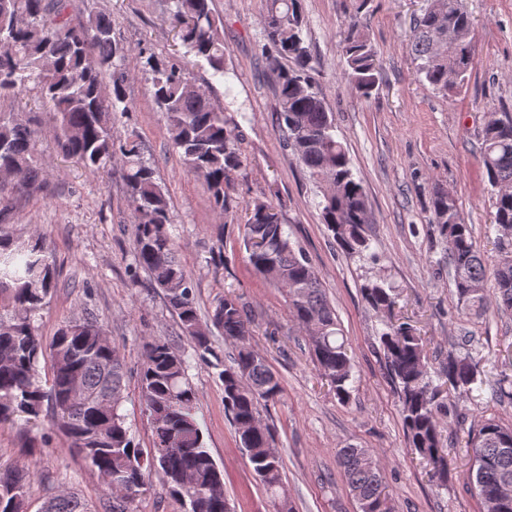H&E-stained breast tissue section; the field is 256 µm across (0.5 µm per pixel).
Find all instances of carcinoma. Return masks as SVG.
I'll list each match as a JSON object with an SVG mask.
<instances>
[{
  "mask_svg": "<svg viewBox=\"0 0 512 512\" xmlns=\"http://www.w3.org/2000/svg\"><path fill=\"white\" fill-rule=\"evenodd\" d=\"M415 20L408 48L416 74L433 91L458 93L473 61L471 15L462 0H426ZM367 0H353L343 32L342 70L351 90L368 98L379 81L377 54L363 29ZM68 0H0V102L28 87L51 106L57 144L93 174L106 171L112 157H123V180L133 209L136 267L146 271L180 322L181 335L198 355L221 358L210 336L216 329L235 344L230 364L219 373L224 410L231 417L239 446L278 512H294L283 492L281 456L271 429L261 423L259 407L275 400L280 383L265 357L252 345L251 315L239 298L224 296L209 319H201L192 277L177 257L169 233V200L140 143L114 132L126 99L127 50L114 37L112 17L91 15L74 22ZM171 23L187 53L205 62L212 76L226 75L223 21L212 0H173ZM302 0H266L263 38L275 79V122L282 145L319 188L322 223L350 257H371L367 225L371 208L362 181L353 173L348 151L336 136L329 111L313 77L304 31ZM153 97L167 117L171 146L186 172L200 180L214 209L229 208V176L242 168L237 127L224 111L197 89L177 63L154 62ZM111 75L110 88L100 75ZM37 129L0 112V194L9 186H33L39 178ZM481 161L495 189L490 229L501 249L512 254V117L485 128ZM242 246L251 272L285 291L292 319L305 331L313 360L337 399L350 397L352 358L335 310L304 250L290 238L280 210L270 201L247 207ZM430 222L448 249L458 302L482 308L489 301L512 311V258L494 273L495 292L488 295L487 272L469 225L454 197L436 187L430 197ZM57 288L48 248L40 237H24L13 225L0 224V426L16 425L33 446L45 437L32 434L43 413L53 428L71 440L73 449L99 474L104 485L102 512H131V488L143 494L154 474L162 475L169 494L190 512H226L224 473L207 448L195 417L196 393L187 365L174 343L144 346L141 400L153 430V446L140 447L120 413L123 358L97 318L88 314L66 322L49 344L35 318ZM368 306L382 317L379 353L400 406L409 447L420 457L438 488L451 473L443 424L459 418L456 399L483 384L480 363L453 351L437 375L428 366L423 337L394 319L397 290L381 279L362 286ZM467 479L484 512H512V501L499 502L512 489V427L494 419L467 433ZM343 477L359 512H392L384 474L372 452L347 447L338 451ZM32 473L27 467H0V512H29ZM39 512H89L68 492L48 496Z\"/></svg>",
  "mask_w": 512,
  "mask_h": 512,
  "instance_id": "cac0c4a2",
  "label": "carcinoma"
}]
</instances>
